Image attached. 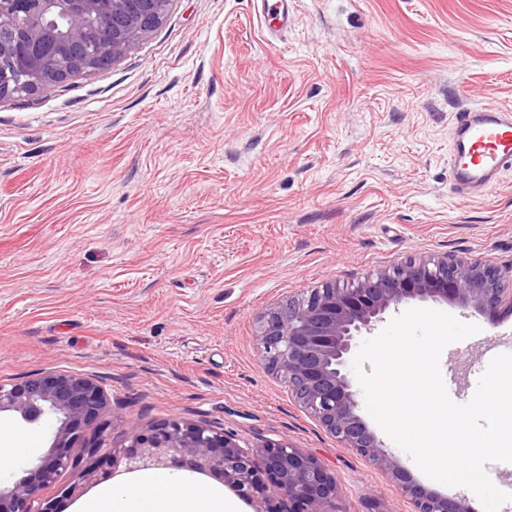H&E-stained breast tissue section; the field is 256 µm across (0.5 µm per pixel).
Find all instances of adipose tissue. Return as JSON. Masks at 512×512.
<instances>
[{"label":"adipose tissue","mask_w":512,"mask_h":512,"mask_svg":"<svg viewBox=\"0 0 512 512\" xmlns=\"http://www.w3.org/2000/svg\"><path fill=\"white\" fill-rule=\"evenodd\" d=\"M82 512H238L216 488L199 484L183 490L163 471L140 475L129 485L104 489Z\"/></svg>","instance_id":"adipose-tissue-1"}]
</instances>
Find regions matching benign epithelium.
<instances>
[{
    "mask_svg": "<svg viewBox=\"0 0 512 512\" xmlns=\"http://www.w3.org/2000/svg\"><path fill=\"white\" fill-rule=\"evenodd\" d=\"M169 0H0V99L30 95L111 67L163 21ZM452 299L489 316L512 307V274L467 258L410 257L352 285L331 282L274 307L258 322L256 344L266 367L280 374L295 400L345 448L374 462L410 500L413 512H468L462 500L402 480L395 456L359 415V395L344 370L358 337L411 299ZM108 409L91 378L64 373L0 383V413L28 424L50 421L51 451L34 478L0 487V512H51L40 490L76 464L70 443L80 423ZM111 466L127 472L161 469L208 475L231 486L254 512H336V478L314 455L286 441L260 448L207 420L171 418L105 448ZM267 476L266 487L261 476Z\"/></svg>",
    "mask_w": 512,
    "mask_h": 512,
    "instance_id": "benign-epithelium-1",
    "label": "benign epithelium"
}]
</instances>
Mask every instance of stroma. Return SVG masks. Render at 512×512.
Segmentation results:
<instances>
[{
  "label": "stroma",
  "mask_w": 512,
  "mask_h": 512,
  "mask_svg": "<svg viewBox=\"0 0 512 512\" xmlns=\"http://www.w3.org/2000/svg\"><path fill=\"white\" fill-rule=\"evenodd\" d=\"M288 14L275 37L257 0H170L110 69L0 99V383L88 377L111 406L80 425L81 468L42 489L52 512L132 483L98 444L173 417L315 455L343 512L411 510L299 406L254 336L268 309L411 256L512 271V170L468 200L448 166L453 112L512 108V0H288ZM425 306L480 328L440 359L467 403L512 353V307ZM10 435L2 485L53 442L5 412L0 448ZM382 443L407 480L483 512Z\"/></svg>",
  "instance_id": "35a3bbf8"
}]
</instances>
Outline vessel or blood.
<instances>
[{"label":"vessel or blood","mask_w":512,"mask_h":512,"mask_svg":"<svg viewBox=\"0 0 512 512\" xmlns=\"http://www.w3.org/2000/svg\"><path fill=\"white\" fill-rule=\"evenodd\" d=\"M449 170L456 191L473 196L496 184L512 168V112L491 104L453 114Z\"/></svg>","instance_id":"obj_1"}]
</instances>
